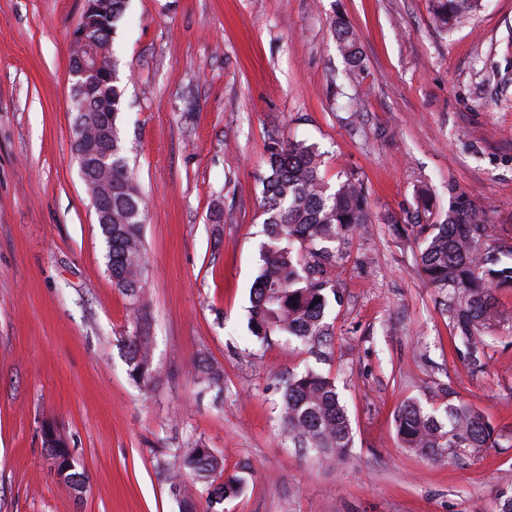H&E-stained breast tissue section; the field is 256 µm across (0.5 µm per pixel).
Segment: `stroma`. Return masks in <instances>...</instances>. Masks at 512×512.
Instances as JSON below:
<instances>
[{
	"label": "stroma",
	"instance_id": "35a3bbf8",
	"mask_svg": "<svg viewBox=\"0 0 512 512\" xmlns=\"http://www.w3.org/2000/svg\"><path fill=\"white\" fill-rule=\"evenodd\" d=\"M85 8L0 0V512H182L158 462L193 440L225 474L252 466L218 512H495L512 488V288L472 368L412 239L383 218L403 217L423 186L444 220L453 184L512 242V0L448 31L432 0H127L112 49L147 203L137 313L112 286L73 153L70 40ZM337 17L364 55L351 83ZM273 135L319 145L325 178L355 172L369 199L322 363L248 336ZM139 314L154 347L147 389L126 365ZM200 358L223 369L222 393L199 396ZM311 364L352 423L335 462L290 447L278 415L281 375ZM448 394L483 412L498 446L463 458L403 447L399 406ZM47 420L81 460L82 493L50 471Z\"/></svg>",
	"mask_w": 512,
	"mask_h": 512
}]
</instances>
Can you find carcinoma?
Masks as SVG:
<instances>
[{
    "label": "carcinoma",
    "instance_id": "obj_1",
    "mask_svg": "<svg viewBox=\"0 0 512 512\" xmlns=\"http://www.w3.org/2000/svg\"><path fill=\"white\" fill-rule=\"evenodd\" d=\"M85 26L95 46L110 47L126 0H97ZM482 8V0H435L434 16L443 29ZM331 34L354 76L364 63L354 31L342 19L332 22ZM99 93L112 97V285L132 300L135 311L146 272L142 241L145 202L136 181L118 120L124 88L117 62L112 82ZM267 170L263 186L262 233L258 274L255 278L248 329L264 346L284 338L294 340L320 361L329 357L330 326L325 321L329 296L336 294V268L342 248L371 223L369 202L360 179L351 172L330 185L321 173L324 153L304 140L272 137L266 144ZM429 190L417 191V206L402 220L386 218L399 230L414 235L417 264L426 280L442 294L451 316L454 337L463 341L469 363L484 356L483 331L498 320L496 290L512 288V242L487 244L491 227L485 208L455 186L448 187V212L440 223L431 222ZM319 302H314V299ZM126 363L129 376L148 385L154 378L150 336L135 329L128 337ZM200 392L224 390L223 371L199 360ZM281 421L288 442L295 448L329 459H342L353 447V429L336 384L311 367L290 372L282 379ZM403 447L426 456L450 453L467 456L498 445L495 430L478 409L446 401L428 406L410 401L394 417ZM173 458L186 472L170 476L172 495L190 498L188 485H200L209 506L239 496L251 467L243 474L215 482L224 472V460L199 441L173 450Z\"/></svg>",
    "mask_w": 512,
    "mask_h": 512
}]
</instances>
